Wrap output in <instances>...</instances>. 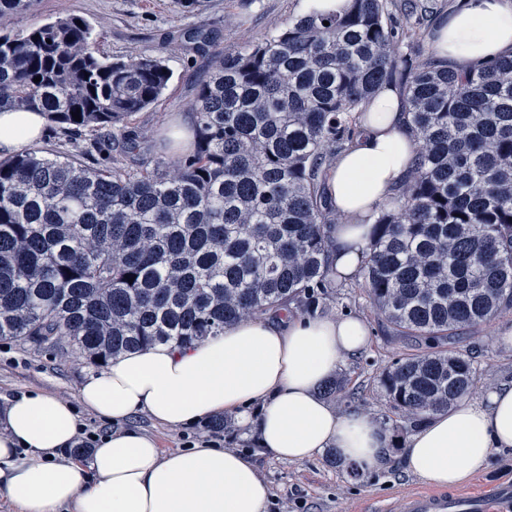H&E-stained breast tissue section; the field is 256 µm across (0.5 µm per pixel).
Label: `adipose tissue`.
Masks as SVG:
<instances>
[{"label": "adipose tissue", "mask_w": 512, "mask_h": 512, "mask_svg": "<svg viewBox=\"0 0 512 512\" xmlns=\"http://www.w3.org/2000/svg\"><path fill=\"white\" fill-rule=\"evenodd\" d=\"M430 46L436 58L461 65L512 55V0H458ZM367 109L359 135L327 170V194L345 217L327 229L329 260L341 279L358 276L370 222L405 179L415 152L394 89L380 90ZM47 124L40 112H0V154L31 147ZM369 341L366 322L355 315L271 312L226 325L190 349L129 353L85 380L73 403L39 391L14 396L0 413V501L20 512H267L270 486L247 456L208 445L162 451L152 436L127 427L141 413L165 427L228 413L276 458L305 462L331 448L361 472L377 470L389 433L318 393ZM78 403L119 425L100 437L85 466L60 457L79 434ZM509 448L512 385L502 384L481 402L462 399L431 416L409 439L403 459L408 473L455 489L494 450Z\"/></svg>", "instance_id": "adipose-tissue-1"}]
</instances>
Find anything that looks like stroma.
I'll return each instance as SVG.
<instances>
[{
  "label": "stroma",
  "instance_id": "stroma-1",
  "mask_svg": "<svg viewBox=\"0 0 512 512\" xmlns=\"http://www.w3.org/2000/svg\"><path fill=\"white\" fill-rule=\"evenodd\" d=\"M299 4L300 0H202L199 7L187 12L179 9L176 0H38L34 11L13 16L9 29L18 33L73 14L92 27L103 57H162L171 72L168 86L157 103L134 118L135 125L155 129L161 120L194 116L191 104L209 70V60L195 51L187 38L188 31L211 32L216 49L235 54L298 15ZM346 312L367 321L371 342L359 356L343 361L337 374L344 379L347 391L363 398L365 414L379 421L391 413L378 384L379 375L395 358L414 352L415 346L392 338L360 281L338 289L325 309L329 316ZM511 332L509 313L483 325L477 337L470 340L469 347L477 359L491 367L489 375L472 389L470 402L482 401L496 385L512 383V346L500 341L501 335ZM101 370V365L66 345L49 348L0 340V405L7 397L30 389L76 401L78 386ZM129 425L155 436L166 451L189 448L208 438L200 422L186 428H164L140 414ZM408 438V433L392 432L386 465L366 476L350 466L333 464L326 452L304 463L259 453L253 434L242 429L231 415L226 416L224 433L217 436L216 443L221 448L246 452L254 461L271 486L269 512H397L401 494L426 486L425 481L403 469Z\"/></svg>",
  "mask_w": 512,
  "mask_h": 512
}]
</instances>
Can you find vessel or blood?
<instances>
[{"label": "vessel or blood", "instance_id": "b4317fda", "mask_svg": "<svg viewBox=\"0 0 512 512\" xmlns=\"http://www.w3.org/2000/svg\"><path fill=\"white\" fill-rule=\"evenodd\" d=\"M400 512H512V485L492 486L470 496L413 494L402 499Z\"/></svg>", "mask_w": 512, "mask_h": 512}]
</instances>
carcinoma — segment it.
Segmentation results:
<instances>
[{
	"mask_svg": "<svg viewBox=\"0 0 512 512\" xmlns=\"http://www.w3.org/2000/svg\"><path fill=\"white\" fill-rule=\"evenodd\" d=\"M32 6L0 0V110L46 113L74 152L0 159V339L66 342L106 363L191 347L273 309L316 314L334 277L324 228L342 223L327 164L391 87L416 157L373 218L362 278L372 307L423 351L386 366L380 388L398 431L470 393L484 369L459 344L512 309V57L453 68L403 52L426 2L414 19L349 0L234 55L197 30L212 71L192 104V149L133 168L130 121L167 88L165 61L99 56L77 15L6 30ZM95 151L104 162L84 163Z\"/></svg>",
	"mask_w": 512,
	"mask_h": 512,
	"instance_id": "carcinoma-1",
	"label": "carcinoma"
}]
</instances>
